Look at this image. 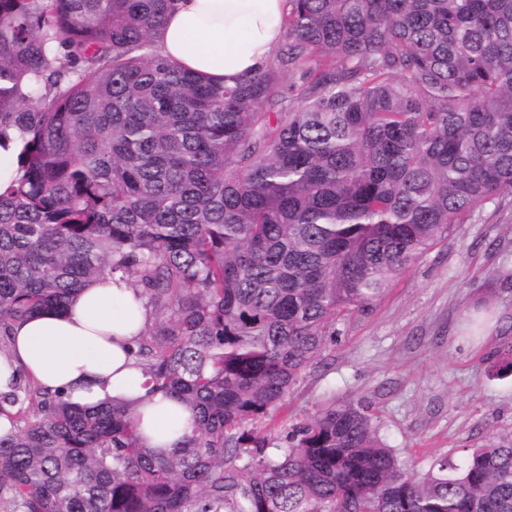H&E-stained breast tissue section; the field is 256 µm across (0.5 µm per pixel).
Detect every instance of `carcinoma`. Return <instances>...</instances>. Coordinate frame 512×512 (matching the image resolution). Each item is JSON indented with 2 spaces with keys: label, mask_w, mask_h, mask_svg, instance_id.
Wrapping results in <instances>:
<instances>
[{
  "label": "carcinoma",
  "mask_w": 512,
  "mask_h": 512,
  "mask_svg": "<svg viewBox=\"0 0 512 512\" xmlns=\"http://www.w3.org/2000/svg\"><path fill=\"white\" fill-rule=\"evenodd\" d=\"M174 0H0V343L98 276L153 323L135 355L192 433L122 405L0 397L13 512H512V437L412 475L369 406L273 416L337 325L475 210L512 197V0H285L233 85L162 57ZM512 375V344L491 376ZM0 143V192H4L22 175L17 163L20 151L18 133L12 129L7 130Z\"/></svg>",
  "instance_id": "1"
}]
</instances>
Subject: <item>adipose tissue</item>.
<instances>
[{
    "label": "adipose tissue",
    "instance_id": "ef3b65f1",
    "mask_svg": "<svg viewBox=\"0 0 512 512\" xmlns=\"http://www.w3.org/2000/svg\"><path fill=\"white\" fill-rule=\"evenodd\" d=\"M284 0H177L158 34L162 56L228 84L264 64L282 36ZM148 312L139 293L109 276L62 310L12 323L0 353V393L26 378L81 406L127 405L141 443L169 453L194 427L181 402L152 388L133 350Z\"/></svg>",
    "mask_w": 512,
    "mask_h": 512
}]
</instances>
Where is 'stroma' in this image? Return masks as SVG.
<instances>
[{"instance_id":"1","label":"stroma","mask_w":512,"mask_h":512,"mask_svg":"<svg viewBox=\"0 0 512 512\" xmlns=\"http://www.w3.org/2000/svg\"><path fill=\"white\" fill-rule=\"evenodd\" d=\"M512 343V201L451 227L397 276L372 310L342 325L287 394L284 425L331 401L369 403L414 475L512 434V378H490Z\"/></svg>"}]
</instances>
